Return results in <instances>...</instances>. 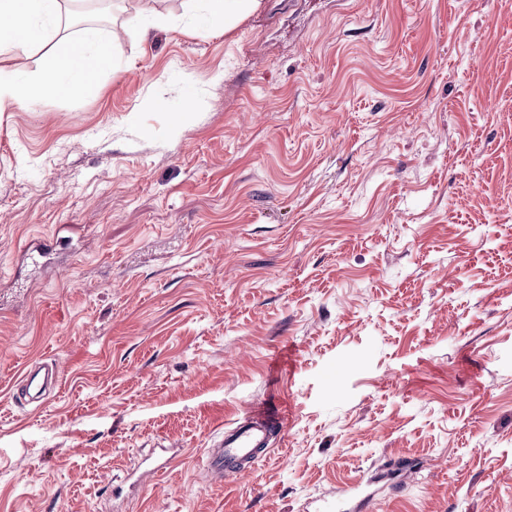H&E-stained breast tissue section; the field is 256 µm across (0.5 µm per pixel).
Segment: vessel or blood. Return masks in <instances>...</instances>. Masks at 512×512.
<instances>
[{
    "label": "vessel or blood",
    "mask_w": 512,
    "mask_h": 512,
    "mask_svg": "<svg viewBox=\"0 0 512 512\" xmlns=\"http://www.w3.org/2000/svg\"><path fill=\"white\" fill-rule=\"evenodd\" d=\"M55 370L27 371L24 375L26 388L32 399H39L46 389L55 383ZM269 415L235 423L225 427L219 441L209 448L206 466L218 480L245 473L261 460L267 459L270 450L266 444Z\"/></svg>",
    "instance_id": "b4317fda"
}]
</instances>
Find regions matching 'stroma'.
Masks as SVG:
<instances>
[{"mask_svg":"<svg viewBox=\"0 0 512 512\" xmlns=\"http://www.w3.org/2000/svg\"><path fill=\"white\" fill-rule=\"evenodd\" d=\"M122 57L0 110V512H306L369 478L371 512H512V0H261ZM273 409L269 458L212 479ZM56 371L54 369H45L41 371L29 370L24 374L23 380L26 382V388L34 401L38 400L46 389L56 382ZM270 420L282 426L280 414L258 415L249 421L224 427L221 439L209 448L206 466L217 480L237 477L267 459L271 448H267V432Z\"/></svg>","mask_w":512,"mask_h":512,"instance_id":"1","label":"stroma"}]
</instances>
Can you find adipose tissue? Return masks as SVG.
Wrapping results in <instances>:
<instances>
[{"mask_svg":"<svg viewBox=\"0 0 512 512\" xmlns=\"http://www.w3.org/2000/svg\"><path fill=\"white\" fill-rule=\"evenodd\" d=\"M73 0H0V53L49 49V64L27 76L0 68V106L47 97H80L93 91L98 75L121 64L126 38H145L153 27L172 24L161 13L129 16L121 28L89 24L78 35L62 34L63 15ZM184 24L194 32L223 31L254 11L259 0H190Z\"/></svg>","mask_w":512,"mask_h":512,"instance_id":"1","label":"adipose tissue"}]
</instances>
